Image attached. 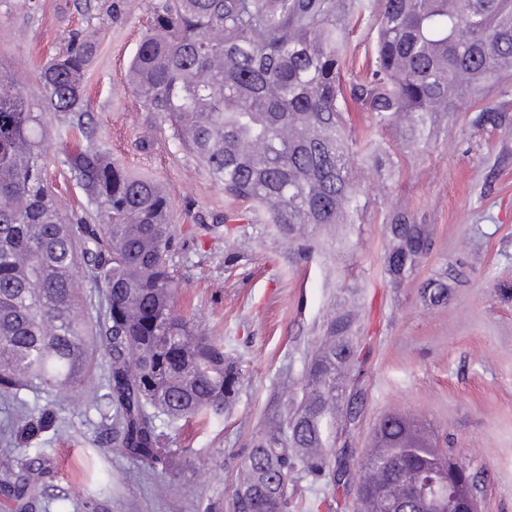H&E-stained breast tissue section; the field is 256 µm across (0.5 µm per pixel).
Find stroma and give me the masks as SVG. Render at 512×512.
Returning <instances> with one entry per match:
<instances>
[{
	"label": "stroma",
	"mask_w": 512,
	"mask_h": 512,
	"mask_svg": "<svg viewBox=\"0 0 512 512\" xmlns=\"http://www.w3.org/2000/svg\"><path fill=\"white\" fill-rule=\"evenodd\" d=\"M151 0H0V80L19 84L33 111L44 95L41 66L66 50L71 34L97 45L85 75L96 142L125 168L155 177L173 202L169 264L181 286L178 309L196 329L224 342L242 380L223 420L163 424L174 447L207 457L174 483L140 470L112 450V426L95 409L66 415L45 436V489L27 512H232L241 460L279 397L299 388L307 353L333 309L336 291L356 292L357 334L365 351L364 399L349 437L360 471L373 431L388 413L423 419L480 478L483 512H512V76L443 117L428 145L395 129L370 128L349 105L355 157L370 144L380 167L359 166L361 198L352 223L315 236L308 256L253 203L228 196L171 128L146 112L130 63ZM347 77H364L374 58L376 17L351 20ZM506 127L473 123L484 106ZM51 183L64 212L86 200L47 146ZM407 213L428 225L433 246L403 287L384 271L386 227ZM460 263L463 282L448 306L424 308L426 279Z\"/></svg>",
	"instance_id": "35a3bbf8"
}]
</instances>
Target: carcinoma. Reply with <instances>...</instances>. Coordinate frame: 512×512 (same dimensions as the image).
I'll use <instances>...</instances> for the list:
<instances>
[{"instance_id":"1","label":"carcinoma","mask_w":512,"mask_h":512,"mask_svg":"<svg viewBox=\"0 0 512 512\" xmlns=\"http://www.w3.org/2000/svg\"><path fill=\"white\" fill-rule=\"evenodd\" d=\"M376 12L368 75L346 81L349 21ZM94 43L75 42L40 72L43 111L61 112L57 140L70 178L95 210L62 215L49 186L41 114L14 83L0 81V491L27 508L46 472L17 467L25 450L58 431L63 413L107 369L112 445L149 473L175 482L195 459L169 448L158 421L224 416L241 381L224 342L201 336L176 309L180 282L168 263L172 202L151 176L134 174L94 141L84 76ZM512 62V0H152L131 62L146 111L208 169L224 193L266 209L269 223L304 247L357 208L360 185L345 136L348 102L374 126L400 128L421 143L437 118L505 73ZM474 123L500 128L486 107ZM385 273L401 282L431 246L426 225L400 213L386 231ZM90 284L99 309L79 285ZM448 272L422 282L425 306L448 302ZM357 312L340 290L336 311L305 364L301 393L283 400L242 458L232 512H288L298 481L324 482L345 496L353 476L341 445L361 391ZM48 396L28 406L22 393ZM402 414L379 422L383 445L368 449L353 512H430L412 501L415 478L448 481L450 448ZM459 490L478 499L465 466Z\"/></svg>"}]
</instances>
